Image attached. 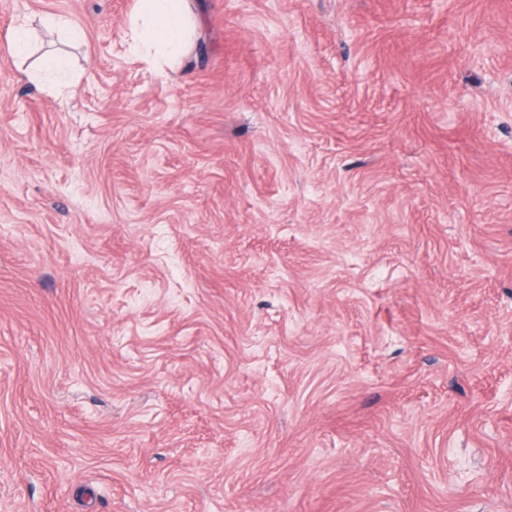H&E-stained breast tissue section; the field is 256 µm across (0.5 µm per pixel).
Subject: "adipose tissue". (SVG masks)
Returning <instances> with one entry per match:
<instances>
[{"mask_svg":"<svg viewBox=\"0 0 512 512\" xmlns=\"http://www.w3.org/2000/svg\"><path fill=\"white\" fill-rule=\"evenodd\" d=\"M193 26L190 0H139L130 47L148 56L177 58Z\"/></svg>","mask_w":512,"mask_h":512,"instance_id":"ef3b65f1","label":"adipose tissue"}]
</instances>
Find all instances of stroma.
I'll return each mask as SVG.
<instances>
[{"label":"stroma","instance_id":"obj_1","mask_svg":"<svg viewBox=\"0 0 512 512\" xmlns=\"http://www.w3.org/2000/svg\"><path fill=\"white\" fill-rule=\"evenodd\" d=\"M137 7L0 0V512H512V0ZM130 48L146 56L177 58L194 26L190 0H140Z\"/></svg>","mask_w":512,"mask_h":512}]
</instances>
